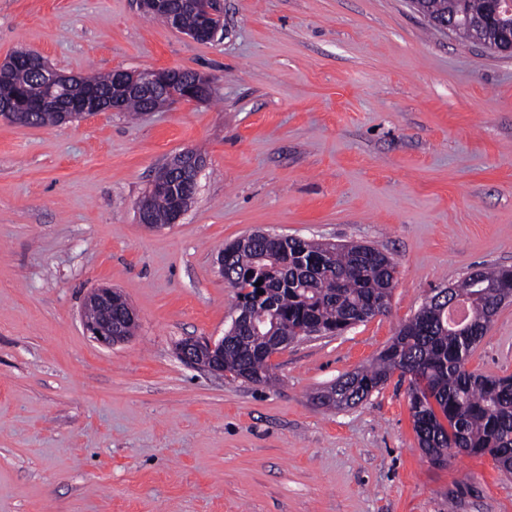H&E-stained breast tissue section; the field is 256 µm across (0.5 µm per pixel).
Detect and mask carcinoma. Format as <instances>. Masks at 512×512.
Wrapping results in <instances>:
<instances>
[{"mask_svg": "<svg viewBox=\"0 0 512 512\" xmlns=\"http://www.w3.org/2000/svg\"><path fill=\"white\" fill-rule=\"evenodd\" d=\"M426 15L454 18L456 34L475 40L476 22L490 11V0H424ZM38 66L6 63L0 69V97L27 94L36 88ZM81 82L112 95V74L88 75ZM29 126L61 123L53 109L28 112ZM193 198V186L180 181L171 191L148 195L152 223L169 221L173 194ZM224 275L236 290V308L267 305L261 333L248 326L224 337V371L252 382L271 379L269 348L284 339L302 338L313 325L335 334L374 317L389 303L395 279L393 262L375 247L328 244L302 238L268 239L256 233L225 245ZM496 294L485 297L470 312L469 330L448 326V312L423 305L405 323L368 367L349 373L319 396L334 408L356 405L394 373L409 376L413 429L421 448L435 464L465 453L493 457L499 470L512 474V377L488 376L466 369L473 348L481 341L499 308L497 297L512 295V267L477 271ZM260 286H255V283ZM263 294H258V291Z\"/></svg>", "mask_w": 512, "mask_h": 512, "instance_id": "carcinoma-1", "label": "carcinoma"}]
</instances>
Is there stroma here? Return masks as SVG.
<instances>
[{"label":"stroma","mask_w":512,"mask_h":512,"mask_svg":"<svg viewBox=\"0 0 512 512\" xmlns=\"http://www.w3.org/2000/svg\"><path fill=\"white\" fill-rule=\"evenodd\" d=\"M223 4V34L200 42L138 0H0V62L213 82L134 120L0 118V512H512L491 457H426L399 375L355 407L317 400L434 290L512 266V55L408 0ZM193 148L206 165L179 223L140 224L157 169ZM259 230L396 265L385 314L288 345L267 384L177 355L223 337L236 296L218 256ZM101 286L139 317L111 348L82 324ZM467 367L512 376V301Z\"/></svg>","instance_id":"stroma-1"}]
</instances>
